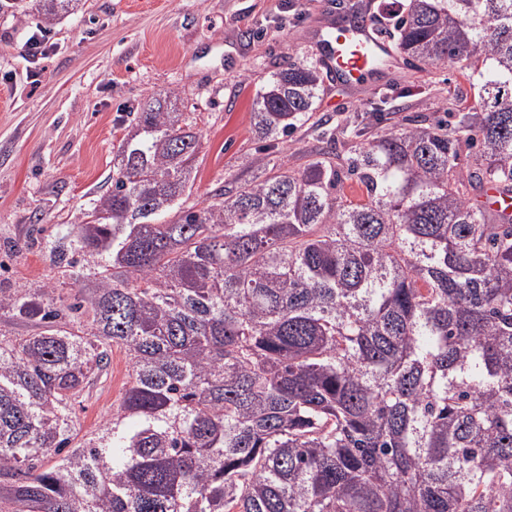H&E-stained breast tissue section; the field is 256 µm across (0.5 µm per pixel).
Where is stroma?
I'll return each instance as SVG.
<instances>
[{
	"mask_svg": "<svg viewBox=\"0 0 512 512\" xmlns=\"http://www.w3.org/2000/svg\"><path fill=\"white\" fill-rule=\"evenodd\" d=\"M0 9V286L71 279L44 258V242L79 223L112 178V155L149 97L175 93L201 131L186 207L215 200L273 162L300 167L309 155H346L353 123L366 138L411 119H446L474 102L468 72L396 61L354 90L325 80L315 118L291 137H263L252 120L257 90L288 62L316 58L318 29L350 14H387L379 0H84L56 24L46 57L27 53L40 34L35 0ZM128 357L111 364L75 406L81 434L99 428L128 379Z\"/></svg>",
	"mask_w": 512,
	"mask_h": 512,
	"instance_id": "1",
	"label": "stroma"
}]
</instances>
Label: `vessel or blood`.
<instances>
[{
  "label": "vessel or blood",
  "instance_id": "vessel-or-blood-1",
  "mask_svg": "<svg viewBox=\"0 0 512 512\" xmlns=\"http://www.w3.org/2000/svg\"><path fill=\"white\" fill-rule=\"evenodd\" d=\"M317 40L320 63L348 87L372 82L394 60L390 42L378 36L368 21L343 32L326 25L319 30Z\"/></svg>",
  "mask_w": 512,
  "mask_h": 512
}]
</instances>
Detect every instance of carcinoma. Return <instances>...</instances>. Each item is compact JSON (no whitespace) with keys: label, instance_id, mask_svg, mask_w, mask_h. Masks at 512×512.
Segmentation results:
<instances>
[{"label":"carcinoma","instance_id":"1","mask_svg":"<svg viewBox=\"0 0 512 512\" xmlns=\"http://www.w3.org/2000/svg\"><path fill=\"white\" fill-rule=\"evenodd\" d=\"M80 4L39 0V24ZM388 21L410 65L482 61L454 125L185 210L201 133L168 96L140 106L111 190L45 245L73 301L0 287V315L39 327L0 328V512H512V212L471 196L512 192V0H402ZM323 81L275 72L258 133L310 121ZM114 345L128 381L77 443Z\"/></svg>","mask_w":512,"mask_h":512}]
</instances>
